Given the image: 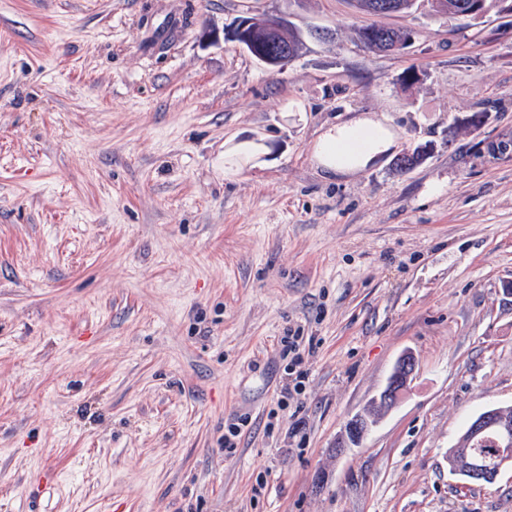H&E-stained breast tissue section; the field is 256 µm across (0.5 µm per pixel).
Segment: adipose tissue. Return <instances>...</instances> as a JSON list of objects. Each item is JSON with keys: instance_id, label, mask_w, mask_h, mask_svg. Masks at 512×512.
Segmentation results:
<instances>
[{"instance_id": "adipose-tissue-1", "label": "adipose tissue", "mask_w": 512, "mask_h": 512, "mask_svg": "<svg viewBox=\"0 0 512 512\" xmlns=\"http://www.w3.org/2000/svg\"><path fill=\"white\" fill-rule=\"evenodd\" d=\"M393 142L381 122L364 118L325 131L314 157L327 174H350L374 162Z\"/></svg>"}]
</instances>
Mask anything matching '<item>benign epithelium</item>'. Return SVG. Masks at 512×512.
<instances>
[{
  "label": "benign epithelium",
  "instance_id": "obj_1",
  "mask_svg": "<svg viewBox=\"0 0 512 512\" xmlns=\"http://www.w3.org/2000/svg\"><path fill=\"white\" fill-rule=\"evenodd\" d=\"M285 28L282 19L273 16L265 17V24L259 31L251 27V22H243L239 28L231 33L234 41L244 49L257 48L261 43L268 44L273 52L265 59V63L273 64L281 57L288 55V45L278 40V35ZM415 372V360L410 355L402 356L396 363L385 389L379 397L374 399V405L389 409L394 406L400 395L408 386ZM374 420L359 416L352 419L345 428L346 438L356 443L372 426ZM492 439L496 447L498 465L492 469L484 464L477 456L469 452L470 447L486 439ZM457 445L464 447L462 456L453 465V472L458 473L471 481H483L495 478L501 472L512 468V416L504 406L487 409L474 418L458 438Z\"/></svg>",
  "mask_w": 512,
  "mask_h": 512
}]
</instances>
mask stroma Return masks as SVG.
I'll return each instance as SVG.
<instances>
[{
    "label": "stroma",
    "mask_w": 512,
    "mask_h": 512,
    "mask_svg": "<svg viewBox=\"0 0 512 512\" xmlns=\"http://www.w3.org/2000/svg\"><path fill=\"white\" fill-rule=\"evenodd\" d=\"M265 14L304 41L280 71L224 37ZM363 118L394 145L326 175L319 136ZM504 135L512 14L0 0V512H512L511 470L448 465L512 405ZM290 333L313 352L286 395ZM368 28L372 30L374 36L364 38L362 31ZM405 35L406 29L403 27L368 26L358 30V38L367 48L384 52L400 51L397 46L405 40ZM415 372V360L411 355L402 356L396 363L385 389L374 399L376 407L389 409L394 406L408 386ZM386 409V410H387Z\"/></svg>",
    "instance_id": "1"
}]
</instances>
